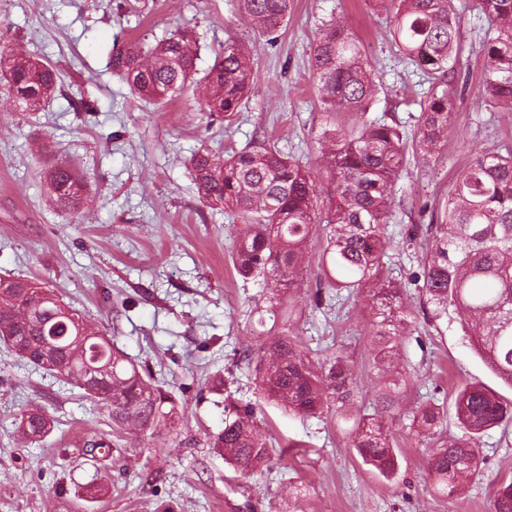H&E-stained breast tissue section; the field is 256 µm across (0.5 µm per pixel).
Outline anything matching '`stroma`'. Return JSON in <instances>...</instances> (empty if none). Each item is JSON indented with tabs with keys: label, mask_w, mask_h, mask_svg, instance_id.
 I'll use <instances>...</instances> for the list:
<instances>
[{
	"label": "stroma",
	"mask_w": 512,
	"mask_h": 512,
	"mask_svg": "<svg viewBox=\"0 0 512 512\" xmlns=\"http://www.w3.org/2000/svg\"><path fill=\"white\" fill-rule=\"evenodd\" d=\"M130 2L132 11L120 13L114 0H0V42L51 63L61 77L37 112L16 111L0 85V276L51 288L172 388L188 416L174 435L114 437L103 405L0 344V512H491L494 481L512 479V425L488 431L483 476L446 499L424 486L429 451L414 440L404 414L432 393L450 410L459 385L499 384L459 324L437 328L423 318L411 281L425 243L411 228L429 224L476 152L512 150V112L474 104L485 20L473 9L462 14L448 140L410 152L385 227L393 241L387 270L413 321L395 361L414 376L401 411L384 416L400 445L399 471L387 479L361 465L349 423L257 401L255 375L240 357L259 353L267 341L258 324L266 290L236 275V226L222 206L199 197L191 158L202 149L225 155L265 141L320 173L311 56L325 21L351 27L382 78L371 117L392 116L414 133L426 74L399 55L385 15L370 12L365 0H291L273 44L240 0ZM183 27L196 41L198 71L213 65L226 40L250 53L253 78L232 125L201 122L200 82L154 106L137 100L112 71L114 43L149 44ZM52 158L72 164L87 183L81 222H71L44 192L41 164ZM291 303L303 350L342 351L362 387L351 412H371L380 378L364 303L317 307L304 289L292 292ZM228 394L256 402L271 449L267 468L250 478L210 446L224 428ZM35 404L55 428L30 443L18 437L15 421ZM112 437L117 446L109 457L87 454L89 443ZM94 479L109 492L90 502L84 487Z\"/></svg>",
	"instance_id": "obj_1"
}]
</instances>
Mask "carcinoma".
Instances as JSON below:
<instances>
[{
    "instance_id": "obj_1",
    "label": "carcinoma",
    "mask_w": 512,
    "mask_h": 512,
    "mask_svg": "<svg viewBox=\"0 0 512 512\" xmlns=\"http://www.w3.org/2000/svg\"><path fill=\"white\" fill-rule=\"evenodd\" d=\"M384 1L393 9V37L403 55L428 71L431 89L421 106L418 145L435 149L447 138L455 94L461 13L453 0ZM244 12L269 41L277 39L290 0H241ZM488 29L479 45L485 61L478 101L488 109L512 110V0H471ZM197 47L186 29L146 48L127 43L112 52V70L135 96L163 102L185 87L195 73ZM312 75L323 104L320 142L327 186L318 184L298 161L275 146L260 143L225 157L202 151L191 166L200 196L241 220L231 258L243 280L262 277L275 291L265 297L264 312L281 324L266 343L256 368L261 393L290 413L315 417L334 407L347 414L357 393L355 375L338 354L318 366L288 333L293 311L282 291L308 288L306 254L314 236L326 230L320 257L322 291L336 297L361 296L373 319L369 335L382 371L379 406L354 420L353 447L362 463L384 477L398 472L397 444L379 409L399 405L407 383L392 368L405 334L402 294L383 274L390 241L384 234L393 188L406 164L407 135L384 118L348 123L346 113L366 114L382 86L362 50V41L334 19L324 25L311 58ZM247 50L227 42L203 77L201 119L234 121L252 78ZM54 67L0 44V82L23 110L34 112L57 89ZM44 189L61 211L78 217L86 185L63 161L47 163ZM423 264L413 275L421 284L422 308L429 321L460 324L475 354L512 390V151L475 153L455 180L451 196L427 225ZM0 341L33 366L73 381L88 397L104 404L120 430L141 434L175 428L187 417L173 392L152 381L114 338L89 328L53 291L28 280L0 277ZM459 436L442 437L446 417L434 400L414 405L411 427L436 442L427 461L428 488L452 498L482 476L483 435L512 422V398L481 382H468L455 395ZM224 429L212 447L233 469L250 476L267 465L266 437L249 402L224 405ZM53 429L40 407L21 415L18 433L39 441ZM492 512H512V480L496 483Z\"/></svg>"
}]
</instances>
